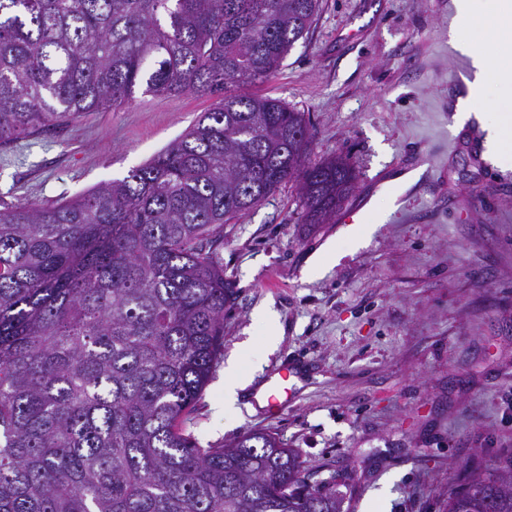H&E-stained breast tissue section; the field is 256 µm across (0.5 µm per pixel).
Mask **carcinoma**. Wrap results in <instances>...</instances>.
Instances as JSON below:
<instances>
[{"label":"carcinoma","instance_id":"carcinoma-1","mask_svg":"<svg viewBox=\"0 0 512 512\" xmlns=\"http://www.w3.org/2000/svg\"><path fill=\"white\" fill-rule=\"evenodd\" d=\"M321 0H0V145L153 95L217 96L122 179L0 206V512H340L255 431L205 448L185 423L224 352L235 291L220 228L299 181L305 223L354 191L307 160L274 78ZM501 473L448 512H512Z\"/></svg>","mask_w":512,"mask_h":512}]
</instances>
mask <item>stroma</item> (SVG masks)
<instances>
[{"label": "stroma", "mask_w": 512, "mask_h": 512, "mask_svg": "<svg viewBox=\"0 0 512 512\" xmlns=\"http://www.w3.org/2000/svg\"><path fill=\"white\" fill-rule=\"evenodd\" d=\"M451 16L452 0H323L275 78L248 88L304 113L310 160H351L350 199L376 217L360 240L335 218L305 223L293 180L222 226L224 353L254 381L225 407L216 367L186 426L204 446L276 434L343 512H446L461 475L512 458V152L482 147L512 84L456 126ZM213 103L139 93L2 145L0 202L50 205L123 178ZM330 247L338 263L308 276ZM268 307L283 332L271 354ZM288 363L298 392L268 412L255 389Z\"/></svg>", "instance_id": "obj_1"}]
</instances>
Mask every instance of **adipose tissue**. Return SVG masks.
Listing matches in <instances>:
<instances>
[{
	"instance_id": "obj_1",
	"label": "adipose tissue",
	"mask_w": 512,
	"mask_h": 512,
	"mask_svg": "<svg viewBox=\"0 0 512 512\" xmlns=\"http://www.w3.org/2000/svg\"><path fill=\"white\" fill-rule=\"evenodd\" d=\"M483 13L485 25L474 22L476 11L474 0H454L459 18L458 25L452 29L453 41L466 53L474 69V79L468 85V94L459 99L454 116L457 126H465L477 112L475 105L479 102L488 85L493 83H512V54L506 48L512 44V0H484ZM489 29L493 38L501 43L498 51L476 48L475 43L482 29Z\"/></svg>"
}]
</instances>
